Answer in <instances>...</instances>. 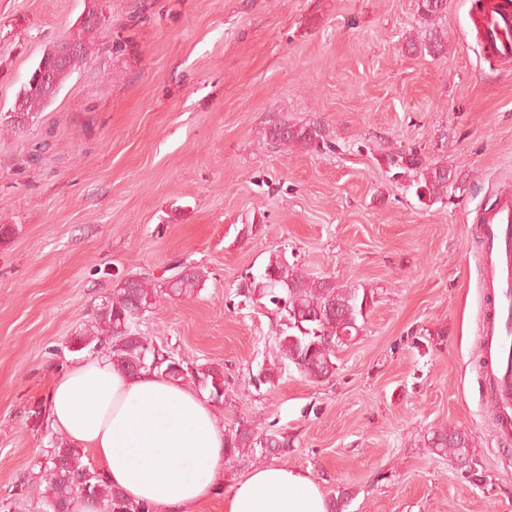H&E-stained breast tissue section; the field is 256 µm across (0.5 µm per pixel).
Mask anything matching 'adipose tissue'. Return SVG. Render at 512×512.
I'll use <instances>...</instances> for the list:
<instances>
[{"instance_id": "adipose-tissue-1", "label": "adipose tissue", "mask_w": 512, "mask_h": 512, "mask_svg": "<svg viewBox=\"0 0 512 512\" xmlns=\"http://www.w3.org/2000/svg\"><path fill=\"white\" fill-rule=\"evenodd\" d=\"M53 429L91 452L113 488L155 512H198L224 467V428L193 387L157 373L129 374L104 354L68 367L50 386ZM224 512H329L317 483L297 468L250 470Z\"/></svg>"}]
</instances>
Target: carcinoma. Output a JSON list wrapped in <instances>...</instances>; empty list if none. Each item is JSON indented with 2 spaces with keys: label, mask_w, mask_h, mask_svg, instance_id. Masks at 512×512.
I'll return each instance as SVG.
<instances>
[{
  "label": "carcinoma",
  "mask_w": 512,
  "mask_h": 512,
  "mask_svg": "<svg viewBox=\"0 0 512 512\" xmlns=\"http://www.w3.org/2000/svg\"><path fill=\"white\" fill-rule=\"evenodd\" d=\"M419 8L424 19L432 21L446 9V0H419ZM88 16L80 29L66 37L74 53L64 56L56 45L42 55L17 97L22 111H13L4 117L7 130L15 132L27 126L92 52L90 34L97 25L98 11L92 9ZM409 46L435 56L444 51L442 39L437 36L424 43L411 40ZM269 138L277 148L304 149L320 145L324 133L315 122L305 125L279 122L271 126ZM386 163L415 173L417 187L426 190L424 194L417 193L420 199L427 194L441 201L453 188L454 175L448 167L424 162L413 148L388 155ZM132 279L130 285L124 279L117 281L94 305L91 325L71 337L70 351L90 349L105 353L118 368L131 374L149 369L173 380H189L207 391L210 400L221 401L224 398L223 370L211 365L191 369L183 361L159 351L151 340L140 335L138 322L153 308L161 285L140 275ZM200 281L199 269L189 265L181 276L168 279L165 293L191 295ZM244 291L267 296L273 305L281 297L286 300L287 306L279 309L286 320V330L278 337L281 358L302 375L319 382L332 378L336 370L335 355L324 347L330 343L341 346L343 337L356 336L367 306L366 294L355 288H340L328 278H310L280 255L271 256L259 280L251 281ZM429 447L462 465L469 461V439L456 429L441 428L434 432ZM256 448L268 453H285L289 442L284 433L277 431L258 434L248 428H237L226 434L224 452L228 462L244 455V450ZM85 457L82 449L68 442L54 443L48 458L62 461L63 466L53 473L43 468L37 477L30 474L23 477L21 491L34 485L43 487L40 495L49 512H72L70 505L77 499L90 503L95 512H153L150 505L131 501L112 489L104 474L85 462Z\"/></svg>",
  "instance_id": "cac0c4a2"
}]
</instances>
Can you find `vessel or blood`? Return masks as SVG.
<instances>
[{
  "label": "vessel or blood",
  "instance_id": "vessel-or-blood-1",
  "mask_svg": "<svg viewBox=\"0 0 512 512\" xmlns=\"http://www.w3.org/2000/svg\"><path fill=\"white\" fill-rule=\"evenodd\" d=\"M483 55L512 60V0H486L473 19ZM486 304L480 323V372L495 409L496 428L512 434V196L481 216Z\"/></svg>",
  "mask_w": 512,
  "mask_h": 512
}]
</instances>
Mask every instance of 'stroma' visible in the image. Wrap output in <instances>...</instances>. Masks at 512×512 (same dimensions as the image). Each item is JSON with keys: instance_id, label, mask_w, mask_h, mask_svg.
<instances>
[{"instance_id": "stroma-1", "label": "stroma", "mask_w": 512, "mask_h": 512, "mask_svg": "<svg viewBox=\"0 0 512 512\" xmlns=\"http://www.w3.org/2000/svg\"><path fill=\"white\" fill-rule=\"evenodd\" d=\"M91 0H0V114L73 33ZM478 0H102L93 51L21 131H0V512L58 435L43 410L78 354L70 336L115 279L155 281L179 262L193 295L159 294L139 324L188 366L224 369L225 430H277L214 478L200 512H224L247 471L288 465L346 512H512V436L479 371L477 217L512 192V63L486 59ZM434 29L444 56L407 42ZM318 122L324 146L287 151L273 122ZM418 149L454 175L420 203L387 154ZM369 298L332 378L281 366L280 316L246 299L272 254ZM275 369L269 384L255 375ZM470 440L469 467L432 451ZM429 447L452 460L465 465L469 462L470 442L465 433L452 428H441L432 434ZM463 467H467L466 465Z\"/></svg>"}]
</instances>
